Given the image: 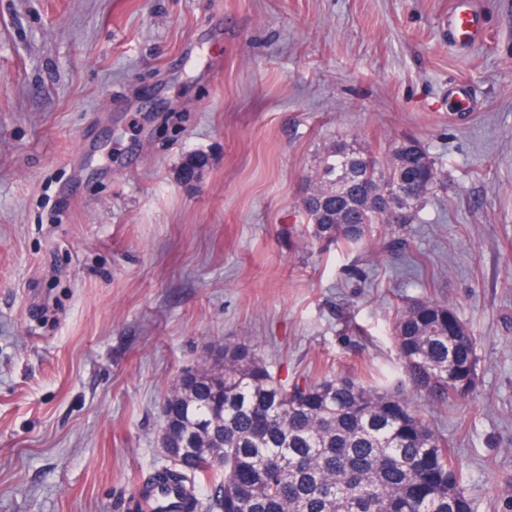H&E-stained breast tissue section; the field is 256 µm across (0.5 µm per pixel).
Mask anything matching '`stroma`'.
<instances>
[{
	"label": "stroma",
	"instance_id": "stroma-1",
	"mask_svg": "<svg viewBox=\"0 0 512 512\" xmlns=\"http://www.w3.org/2000/svg\"><path fill=\"white\" fill-rule=\"evenodd\" d=\"M0 0V512H137L163 400L224 340L281 379L407 385L393 322L478 340L476 398L421 416L479 512L512 487V0ZM465 86L472 112L449 115ZM421 141L419 219L304 240L323 147ZM205 153L202 178H178ZM471 0H454L449 11V27L458 43L473 45L483 39L479 14L471 7Z\"/></svg>",
	"mask_w": 512,
	"mask_h": 512
}]
</instances>
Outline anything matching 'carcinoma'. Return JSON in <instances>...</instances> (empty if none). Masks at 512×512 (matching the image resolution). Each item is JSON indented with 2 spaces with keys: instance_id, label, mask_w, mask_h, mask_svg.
<instances>
[{
  "instance_id": "1",
  "label": "carcinoma",
  "mask_w": 512,
  "mask_h": 512,
  "mask_svg": "<svg viewBox=\"0 0 512 512\" xmlns=\"http://www.w3.org/2000/svg\"><path fill=\"white\" fill-rule=\"evenodd\" d=\"M207 165V155L188 154L180 181ZM397 181L412 198L392 211L385 196ZM440 183L441 170L413 138L393 142L382 157L336 141L307 180V234L357 247L417 218ZM394 337L414 390L441 404L474 396L477 338L448 305L425 299L397 308ZM162 413L160 445L175 468L140 491L152 512H478L463 462L404 392L342 375L284 383L246 341L226 340L183 371ZM215 476L220 495L204 502L196 479Z\"/></svg>"
}]
</instances>
